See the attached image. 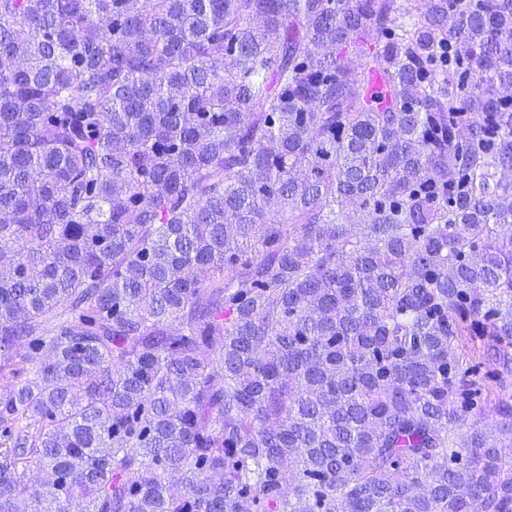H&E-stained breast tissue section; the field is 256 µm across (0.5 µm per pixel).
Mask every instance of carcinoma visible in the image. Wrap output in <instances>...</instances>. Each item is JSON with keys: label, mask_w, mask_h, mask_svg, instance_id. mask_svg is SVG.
<instances>
[{"label": "carcinoma", "mask_w": 512, "mask_h": 512, "mask_svg": "<svg viewBox=\"0 0 512 512\" xmlns=\"http://www.w3.org/2000/svg\"><path fill=\"white\" fill-rule=\"evenodd\" d=\"M508 444L512 0H0V512H512Z\"/></svg>", "instance_id": "carcinoma-1"}]
</instances>
